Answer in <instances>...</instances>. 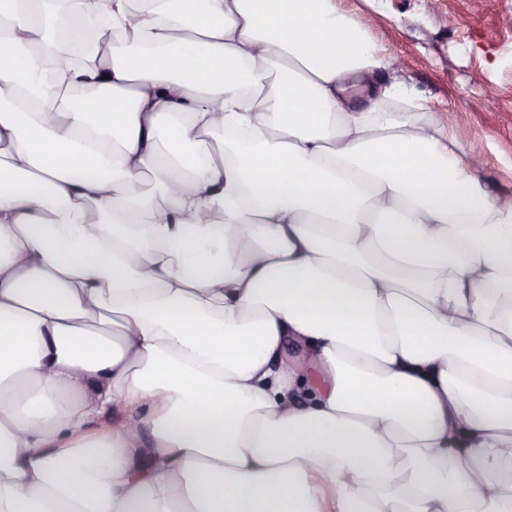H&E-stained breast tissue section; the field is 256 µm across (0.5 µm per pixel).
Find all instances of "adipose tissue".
<instances>
[{
  "mask_svg": "<svg viewBox=\"0 0 512 512\" xmlns=\"http://www.w3.org/2000/svg\"><path fill=\"white\" fill-rule=\"evenodd\" d=\"M7 2L0 512H512V202L339 0Z\"/></svg>",
  "mask_w": 512,
  "mask_h": 512,
  "instance_id": "ef3b65f1",
  "label": "adipose tissue"
}]
</instances>
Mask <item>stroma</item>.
<instances>
[{
	"label": "stroma",
	"mask_w": 512,
	"mask_h": 512,
	"mask_svg": "<svg viewBox=\"0 0 512 512\" xmlns=\"http://www.w3.org/2000/svg\"><path fill=\"white\" fill-rule=\"evenodd\" d=\"M399 61L414 96L451 130L466 126L488 192L512 200V0H342ZM494 98L495 111L485 109Z\"/></svg>",
	"instance_id": "stroma-1"
}]
</instances>
